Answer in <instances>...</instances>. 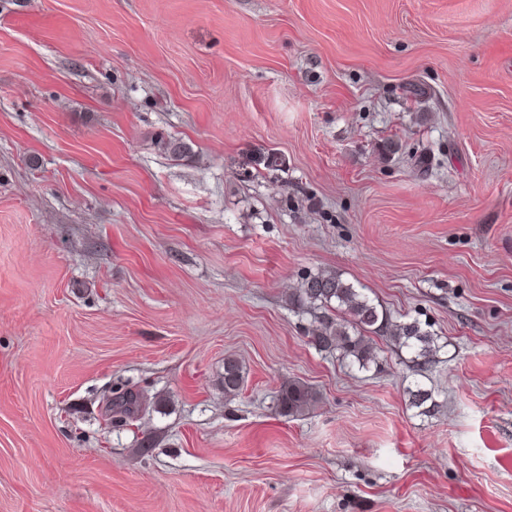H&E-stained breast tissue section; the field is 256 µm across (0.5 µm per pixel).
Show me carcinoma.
<instances>
[{
    "label": "carcinoma",
    "instance_id": "obj_1",
    "mask_svg": "<svg viewBox=\"0 0 512 512\" xmlns=\"http://www.w3.org/2000/svg\"><path fill=\"white\" fill-rule=\"evenodd\" d=\"M314 314L320 329L312 336L325 351H336L341 358L361 369L376 362L371 335L390 336L413 354L418 365L429 363L436 352L434 337L417 321L392 324L386 314L352 284L334 273L307 277L297 295ZM243 384V370L233 358L224 360V395L233 397ZM316 402V393L306 384L293 381L277 395V410L284 416L304 413Z\"/></svg>",
    "mask_w": 512,
    "mask_h": 512
}]
</instances>
